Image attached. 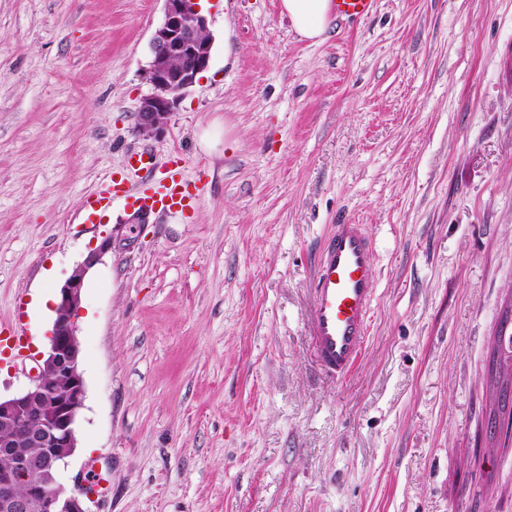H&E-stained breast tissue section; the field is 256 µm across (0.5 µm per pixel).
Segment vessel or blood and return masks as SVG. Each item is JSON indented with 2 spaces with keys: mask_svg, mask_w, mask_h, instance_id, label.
I'll list each match as a JSON object with an SVG mask.
<instances>
[{
  "mask_svg": "<svg viewBox=\"0 0 512 512\" xmlns=\"http://www.w3.org/2000/svg\"><path fill=\"white\" fill-rule=\"evenodd\" d=\"M331 2L334 14L348 19L369 16L375 5V0ZM178 174V169L169 170L165 182L153 191L162 210H184L195 198ZM118 190V181H110L83 199V210L90 215L101 213ZM373 253V239L363 224L334 225L316 250L306 321L315 364L332 382L345 379L368 342L375 293ZM22 337V326L1 322L0 358L20 352Z\"/></svg>",
  "mask_w": 512,
  "mask_h": 512,
  "instance_id": "obj_1",
  "label": "vessel or blood"
}]
</instances>
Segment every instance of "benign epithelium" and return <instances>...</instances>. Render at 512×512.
Here are the masks:
<instances>
[{"mask_svg":"<svg viewBox=\"0 0 512 512\" xmlns=\"http://www.w3.org/2000/svg\"><path fill=\"white\" fill-rule=\"evenodd\" d=\"M208 21L197 0H164V16L150 42L148 81L153 92L143 98L137 112V127L147 135L162 133L180 95L193 87L210 63L212 43L202 38ZM112 251L108 235L93 248L59 291L49 348L31 386L21 393L0 398V451L11 457L9 468L0 470V512H91L93 486L77 483L69 490L55 479L44 480V470L60 471L77 446V420L86 397L82 358L77 339L82 289L88 270ZM56 372L63 388L48 395L45 373ZM51 399L50 411L39 425H30L33 406ZM41 448L38 456L18 451L16 441ZM26 488L24 495L18 487Z\"/></svg>","mask_w":512,"mask_h":512,"instance_id":"obj_1","label":"benign epithelium"}]
</instances>
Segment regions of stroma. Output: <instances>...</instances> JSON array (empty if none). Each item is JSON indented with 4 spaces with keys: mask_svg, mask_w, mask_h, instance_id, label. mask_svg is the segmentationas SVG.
Listing matches in <instances>:
<instances>
[{
    "mask_svg": "<svg viewBox=\"0 0 512 512\" xmlns=\"http://www.w3.org/2000/svg\"><path fill=\"white\" fill-rule=\"evenodd\" d=\"M208 69L136 126L163 0H0V321L89 249L86 397L65 487L92 512H512L487 433L512 336V0H376L301 39L280 0H208ZM173 156L201 194L131 223ZM123 190L95 223L82 197ZM373 236L366 350L310 357L314 248Z\"/></svg>",
    "mask_w": 512,
    "mask_h": 512,
    "instance_id": "stroma-1",
    "label": "stroma"
}]
</instances>
